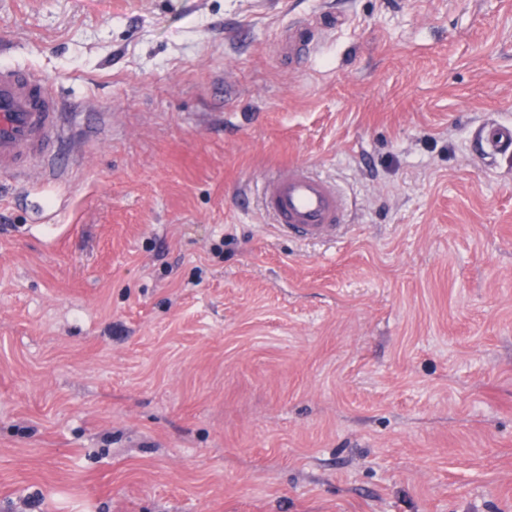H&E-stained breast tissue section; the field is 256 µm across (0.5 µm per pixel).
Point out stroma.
I'll return each mask as SVG.
<instances>
[{
	"instance_id": "stroma-1",
	"label": "stroma",
	"mask_w": 512,
	"mask_h": 512,
	"mask_svg": "<svg viewBox=\"0 0 512 512\" xmlns=\"http://www.w3.org/2000/svg\"><path fill=\"white\" fill-rule=\"evenodd\" d=\"M1 65L76 142L0 172V512H512V0H0ZM484 141L492 154L512 152V125L495 124L484 131ZM260 208L279 231L298 241H336L345 205L336 184L291 163L262 179Z\"/></svg>"
}]
</instances>
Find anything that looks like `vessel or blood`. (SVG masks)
<instances>
[{"label":"vessel or blood","mask_w":512,"mask_h":512,"mask_svg":"<svg viewBox=\"0 0 512 512\" xmlns=\"http://www.w3.org/2000/svg\"><path fill=\"white\" fill-rule=\"evenodd\" d=\"M70 127L46 78L38 72L0 66V171L27 180L31 166L45 179L60 176L57 151ZM491 153L512 152V125L496 124L484 134ZM260 208L279 231L298 241H332L344 228L345 205L336 184L302 163L264 176Z\"/></svg>","instance_id":"1"}]
</instances>
